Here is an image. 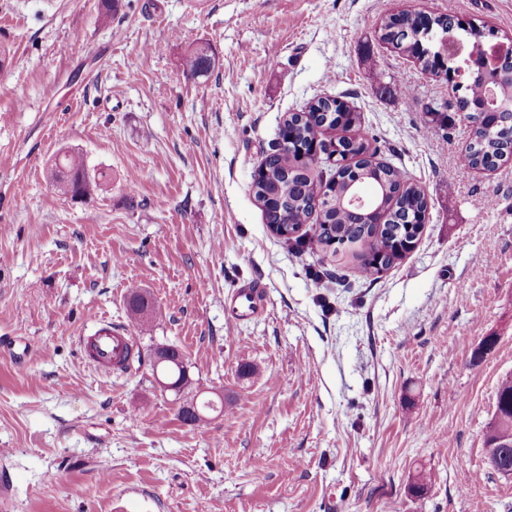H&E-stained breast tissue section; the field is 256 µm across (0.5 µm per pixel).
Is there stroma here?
<instances>
[{
  "mask_svg": "<svg viewBox=\"0 0 512 512\" xmlns=\"http://www.w3.org/2000/svg\"><path fill=\"white\" fill-rule=\"evenodd\" d=\"M413 8L512 35V0H0V512H512L485 443L512 375V159L461 168L447 80L376 36ZM198 48L211 67L185 76ZM326 95L429 202L373 281L311 250L315 223L273 233L253 195L285 117ZM65 151L111 183L58 196ZM249 282L266 309L231 319ZM99 319L142 361L86 364ZM159 346L184 357L181 393L156 382ZM201 391L223 410L186 424Z\"/></svg>",
  "mask_w": 512,
  "mask_h": 512,
  "instance_id": "35a3bbf8",
  "label": "stroma"
}]
</instances>
